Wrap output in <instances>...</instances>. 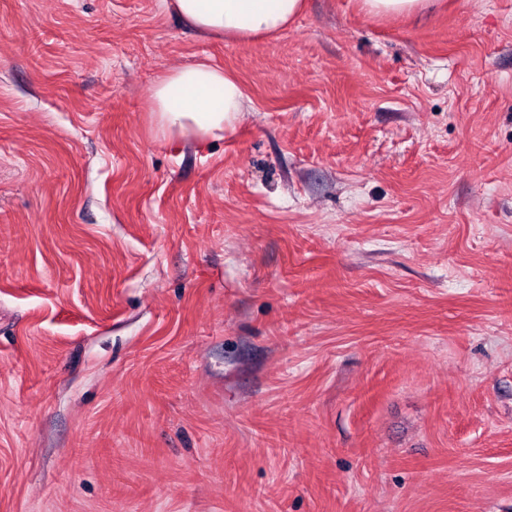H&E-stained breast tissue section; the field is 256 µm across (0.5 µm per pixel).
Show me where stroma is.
<instances>
[{"label":"stroma","mask_w":512,"mask_h":512,"mask_svg":"<svg viewBox=\"0 0 512 512\" xmlns=\"http://www.w3.org/2000/svg\"><path fill=\"white\" fill-rule=\"evenodd\" d=\"M0 512H512V0H0ZM203 36L242 44L288 29L305 0H161ZM442 0H362L364 9L372 16L398 19L422 14L440 6ZM153 110L158 128L170 136L197 141L224 138L250 99L224 67L207 59L163 76L155 85Z\"/></svg>","instance_id":"obj_1"}]
</instances>
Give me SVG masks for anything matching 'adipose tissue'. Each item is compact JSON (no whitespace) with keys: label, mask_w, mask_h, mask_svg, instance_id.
Wrapping results in <instances>:
<instances>
[{"label":"adipose tissue","mask_w":512,"mask_h":512,"mask_svg":"<svg viewBox=\"0 0 512 512\" xmlns=\"http://www.w3.org/2000/svg\"><path fill=\"white\" fill-rule=\"evenodd\" d=\"M203 36L242 44L285 31L305 0H161ZM153 112L161 132L197 141L223 138L250 100L240 83L209 60L186 65L155 85Z\"/></svg>","instance_id":"ef3b65f1"}]
</instances>
